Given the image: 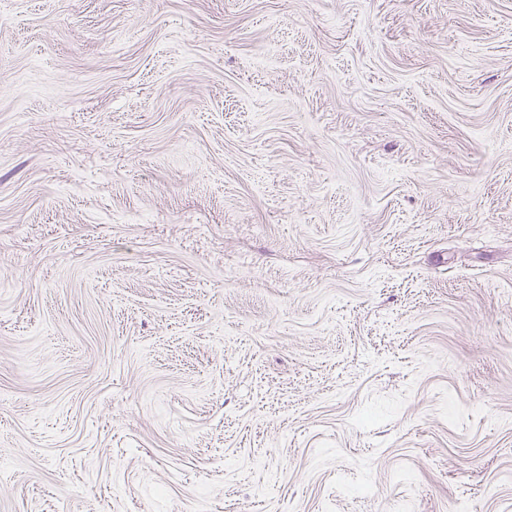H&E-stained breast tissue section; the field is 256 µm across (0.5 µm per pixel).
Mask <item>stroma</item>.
I'll return each instance as SVG.
<instances>
[{
    "label": "stroma",
    "mask_w": 512,
    "mask_h": 512,
    "mask_svg": "<svg viewBox=\"0 0 512 512\" xmlns=\"http://www.w3.org/2000/svg\"><path fill=\"white\" fill-rule=\"evenodd\" d=\"M0 512H512V0H0Z\"/></svg>",
    "instance_id": "1"
}]
</instances>
